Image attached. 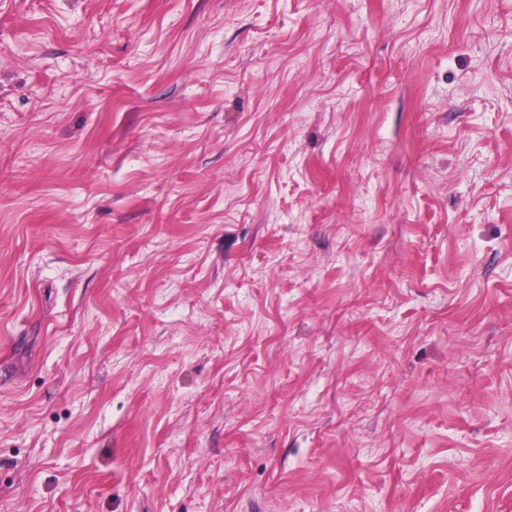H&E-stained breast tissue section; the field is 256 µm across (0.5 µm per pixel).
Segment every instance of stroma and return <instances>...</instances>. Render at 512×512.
<instances>
[{"mask_svg":"<svg viewBox=\"0 0 512 512\" xmlns=\"http://www.w3.org/2000/svg\"><path fill=\"white\" fill-rule=\"evenodd\" d=\"M0 512H512V0H0Z\"/></svg>","mask_w":512,"mask_h":512,"instance_id":"1","label":"stroma"}]
</instances>
